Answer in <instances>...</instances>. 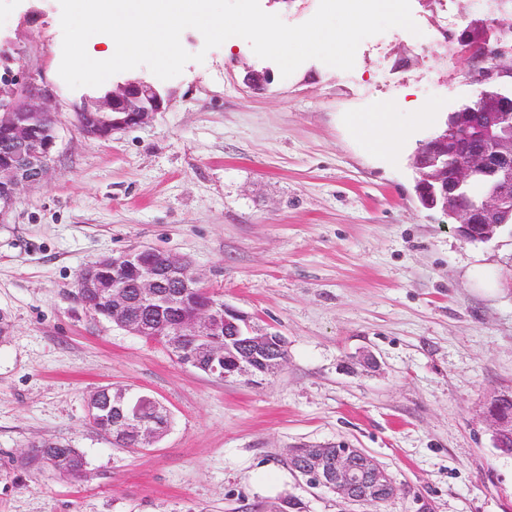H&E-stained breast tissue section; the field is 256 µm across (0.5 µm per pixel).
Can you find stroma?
I'll return each instance as SVG.
<instances>
[{
  "label": "stroma",
  "instance_id": "1",
  "mask_svg": "<svg viewBox=\"0 0 512 512\" xmlns=\"http://www.w3.org/2000/svg\"><path fill=\"white\" fill-rule=\"evenodd\" d=\"M419 34L359 45L352 70L304 62L257 89L265 61L246 40L157 80L165 108L101 141L79 127L82 89L59 75V0H0V59L49 86L55 161L0 217V512H512V458L484 417L512 387V224L485 243L423 208L412 166L449 113L473 103L457 37L512 0H411ZM436 120L414 124L413 113ZM390 111L405 153L374 155L352 113ZM154 248L187 257L208 289L287 359L259 382L220 380L161 343L83 307L79 270ZM111 385L171 412L156 447L124 448L90 424L87 399ZM67 442L80 476L23 469L27 445ZM360 448L398 491L342 502L307 487L290 449Z\"/></svg>",
  "mask_w": 512,
  "mask_h": 512
}]
</instances>
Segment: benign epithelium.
<instances>
[{"label":"benign epithelium","instance_id":"obj_1","mask_svg":"<svg viewBox=\"0 0 512 512\" xmlns=\"http://www.w3.org/2000/svg\"><path fill=\"white\" fill-rule=\"evenodd\" d=\"M465 54L472 62L468 75L476 83L490 80L495 70L512 75V45L491 38L488 28H481ZM487 62L494 68L484 67ZM50 98L46 90L21 84L11 88L8 99L0 100V133L13 145L7 161L0 162V218L20 188L39 183L52 168L57 132L56 120L45 107ZM166 104L167 97L139 76L117 82L101 96H83L74 110L85 134L106 140L119 130L148 122ZM478 107L485 118L479 122L476 142L444 140L433 153L414 161L415 167L429 169V180L438 181L448 169L446 156L457 157L450 183L454 191L475 172L496 178V191L483 198L480 208L459 207L453 213L466 234L474 233L476 225L484 227L487 241L497 227L502 203L512 202V110L483 97L478 99ZM109 271L108 319L138 336L168 337L167 346L181 362L203 365L209 375L224 380L239 376L262 379L284 362L283 336L256 327L248 316L223 303L212 300L195 306L174 323L162 318L165 310L185 307L198 295H210L186 259L152 248L96 258L80 271L78 298L99 295ZM166 282L172 284L173 291L159 292ZM130 286L137 294L129 293ZM128 403V429L135 432L140 447L154 446L168 431L170 411L145 394L128 393ZM289 463L308 485L325 488L345 502L382 503L396 493L385 470L359 448H301L289 454Z\"/></svg>","mask_w":512,"mask_h":512}]
</instances>
